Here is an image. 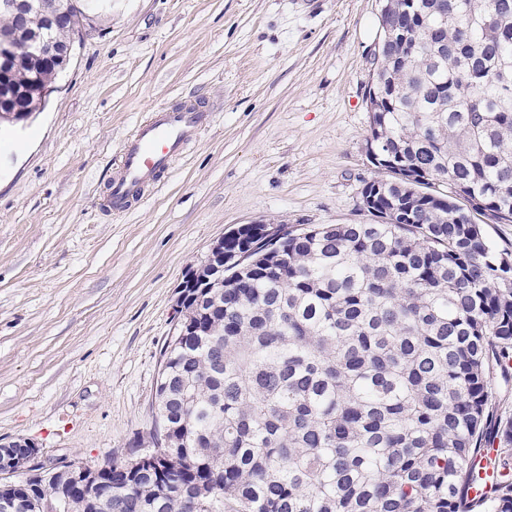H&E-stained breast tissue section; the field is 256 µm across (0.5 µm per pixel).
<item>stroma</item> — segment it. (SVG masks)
Returning a JSON list of instances; mask_svg holds the SVG:
<instances>
[{"label":"stroma","mask_w":512,"mask_h":512,"mask_svg":"<svg viewBox=\"0 0 512 512\" xmlns=\"http://www.w3.org/2000/svg\"><path fill=\"white\" fill-rule=\"evenodd\" d=\"M378 0H112L44 107L0 130V443L126 457L153 430L186 271L240 225L367 224ZM195 98L212 121L106 210L123 141Z\"/></svg>","instance_id":"obj_1"}]
</instances>
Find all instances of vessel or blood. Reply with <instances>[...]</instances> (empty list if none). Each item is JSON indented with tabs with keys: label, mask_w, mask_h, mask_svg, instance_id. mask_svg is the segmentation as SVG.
<instances>
[{
	"label": "vessel or blood",
	"mask_w": 512,
	"mask_h": 512,
	"mask_svg": "<svg viewBox=\"0 0 512 512\" xmlns=\"http://www.w3.org/2000/svg\"><path fill=\"white\" fill-rule=\"evenodd\" d=\"M210 121V111L194 104L157 109L154 117L126 140L120 165L112 176L108 207L114 211L125 210L131 199L159 180ZM498 451L497 444H485L474 460L481 478L480 485L467 492V500L474 510L485 502L492 489L493 471L489 462Z\"/></svg>",
	"instance_id": "obj_1"
}]
</instances>
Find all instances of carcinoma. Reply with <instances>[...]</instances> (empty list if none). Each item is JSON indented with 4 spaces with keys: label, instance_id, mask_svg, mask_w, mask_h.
Masks as SVG:
<instances>
[{
    "label": "carcinoma",
    "instance_id": "obj_1",
    "mask_svg": "<svg viewBox=\"0 0 512 512\" xmlns=\"http://www.w3.org/2000/svg\"><path fill=\"white\" fill-rule=\"evenodd\" d=\"M365 147L369 224H306L187 288L162 350L156 461L0 484L17 512H468V463L498 441L483 512H512V418L488 384L512 368V0H380ZM81 32L54 28L68 49ZM15 40L9 85L33 113L69 62ZM393 209L386 223L380 213ZM112 486V501L100 486Z\"/></svg>",
    "mask_w": 512,
    "mask_h": 512
}]
</instances>
